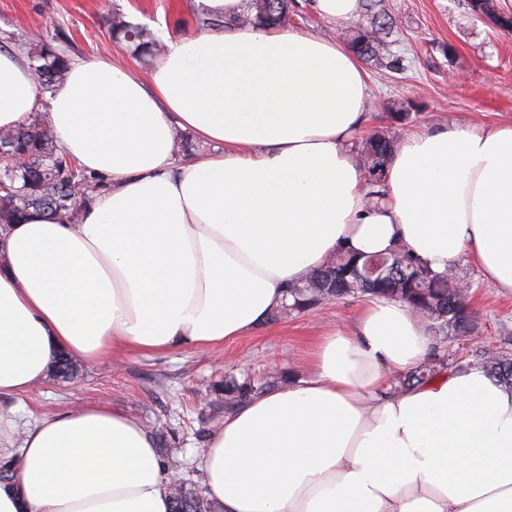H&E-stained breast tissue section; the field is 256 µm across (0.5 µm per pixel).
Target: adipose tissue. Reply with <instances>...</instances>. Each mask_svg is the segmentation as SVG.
I'll list each match as a JSON object with an SVG mask.
<instances>
[{"label": "adipose tissue", "instance_id": "obj_1", "mask_svg": "<svg viewBox=\"0 0 512 512\" xmlns=\"http://www.w3.org/2000/svg\"><path fill=\"white\" fill-rule=\"evenodd\" d=\"M167 37L147 75L75 61L53 92L57 144L97 174L79 223L29 211L0 226V398L42 385L59 352L95 364L204 348L251 333L338 248L402 244L434 272L467 257L512 294V123L405 136L370 202L352 142L368 77L342 40L236 20ZM38 90L0 51V127L29 122ZM213 152L177 162L175 130ZM427 320L366 298L308 353V377L239 406L201 455L217 512H512V387L438 363ZM0 512H169L173 479L125 411L83 402L18 431L0 408ZM435 373L436 365L434 362L424 363L408 374L398 375L393 381L392 389L399 391L414 384L427 382L434 377Z\"/></svg>", "mask_w": 512, "mask_h": 512}]
</instances>
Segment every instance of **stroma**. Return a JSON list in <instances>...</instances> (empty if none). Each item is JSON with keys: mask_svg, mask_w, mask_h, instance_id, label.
Returning a JSON list of instances; mask_svg holds the SVG:
<instances>
[{"mask_svg": "<svg viewBox=\"0 0 512 512\" xmlns=\"http://www.w3.org/2000/svg\"><path fill=\"white\" fill-rule=\"evenodd\" d=\"M315 0H288L290 27L348 39L352 24L321 18ZM199 0H0V44L14 34L40 29L62 35L73 59L116 57L125 49L110 33L114 13L146 25L159 37L201 32ZM393 24L386 36L391 69L365 63L369 75L368 120L363 135L394 138L452 121L476 120L490 127L512 121V35L474 14L468 0H382ZM409 112L405 123L391 112ZM466 283L476 329L473 336L443 339L448 366L472 363L481 351L512 355V297L487 283L467 258L448 266ZM360 298L329 301L300 314L266 321L247 336L207 349L176 348L132 353L120 365L75 361L74 379L53 378L16 398L19 422H31L84 401L121 407L168 450L170 469L201 480L199 453L224 422L225 375H275L287 381L306 376L309 344L322 326L353 321Z\"/></svg>", "mask_w": 512, "mask_h": 512, "instance_id": "1", "label": "stroma"}]
</instances>
